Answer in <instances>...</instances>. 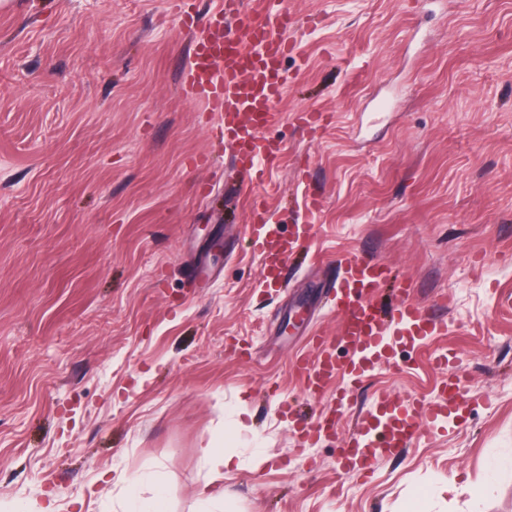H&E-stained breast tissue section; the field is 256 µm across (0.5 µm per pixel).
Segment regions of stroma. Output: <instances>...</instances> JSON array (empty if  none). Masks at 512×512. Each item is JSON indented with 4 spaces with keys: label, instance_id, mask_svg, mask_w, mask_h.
<instances>
[{
    "label": "stroma",
    "instance_id": "35a3bbf8",
    "mask_svg": "<svg viewBox=\"0 0 512 512\" xmlns=\"http://www.w3.org/2000/svg\"><path fill=\"white\" fill-rule=\"evenodd\" d=\"M289 8L283 152L243 192L216 113L177 92L192 44L170 0H0V512H144L159 488L200 512L206 485L222 512H512V0ZM256 197L327 259L289 260L283 291L245 236ZM352 253L446 327L364 378L348 422L453 375L474 396L365 478L346 424L304 447L284 410L336 403L293 363L335 336L319 297ZM219 441L239 464L214 482Z\"/></svg>",
    "mask_w": 512,
    "mask_h": 512
}]
</instances>
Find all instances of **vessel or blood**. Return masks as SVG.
I'll return each mask as SVG.
<instances>
[{"label":"vessel or blood","mask_w":512,"mask_h":512,"mask_svg":"<svg viewBox=\"0 0 512 512\" xmlns=\"http://www.w3.org/2000/svg\"><path fill=\"white\" fill-rule=\"evenodd\" d=\"M262 4L257 12L248 8L246 0H219L202 28L191 13H180L184 29L194 35L180 93L217 113L232 162L260 174L282 152L281 143L270 139L267 132L278 121L277 102L288 80L282 62L291 51L284 33L294 22L287 0H262ZM248 230L260 259L261 276L272 288L282 282L288 258L313 237L309 224L296 223L290 231H283L258 201L252 204ZM343 269L332 305L338 317L336 336L331 340L316 337L314 355L296 363L307 391L317 397L336 379L353 385L388 366L393 359L391 336L421 347L442 327L428 309L414 301L408 287L397 288L393 310L375 302L376 289L389 279L387 267L379 260L352 254ZM341 347L346 350L342 356L337 353ZM467 404L468 392L459 376L450 378L434 401L412 395L397 405L387 397L377 398L341 448L347 471L365 470L378 458L409 448L423 425L460 414ZM346 409V399L338 398L327 422L303 433L304 442L319 439L327 423H339Z\"/></svg>","instance_id":"vessel-or-blood-1"}]
</instances>
